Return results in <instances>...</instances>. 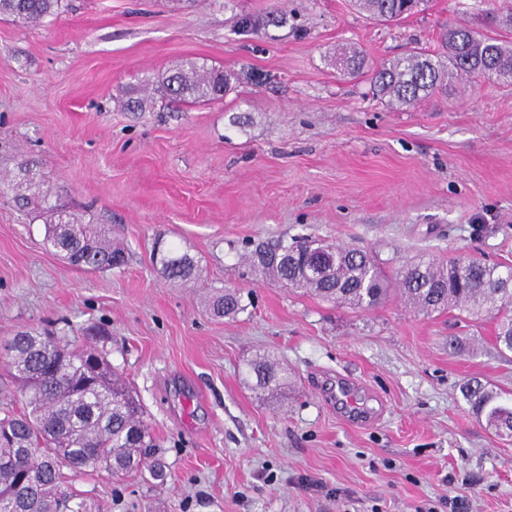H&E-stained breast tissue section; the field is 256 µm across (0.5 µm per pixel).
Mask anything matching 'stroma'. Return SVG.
Segmentation results:
<instances>
[{
    "instance_id": "35a3bbf8",
    "label": "stroma",
    "mask_w": 512,
    "mask_h": 512,
    "mask_svg": "<svg viewBox=\"0 0 512 512\" xmlns=\"http://www.w3.org/2000/svg\"><path fill=\"white\" fill-rule=\"evenodd\" d=\"M492 0H431L396 24L350 0H64L38 25L0 18V347L24 328L82 339L99 325L145 412L167 479L72 476L92 512H512V435L462 387L512 395L494 320L391 297L337 306L256 274V244L318 237L395 274L419 255L512 267V85L480 79L395 109L374 71L467 27L512 41ZM358 47L354 78L334 61ZM193 59L223 67L222 100L124 108L131 87ZM31 173L50 204L108 224L121 267L88 273L43 245L15 203ZM198 260L169 281L155 244ZM227 288L245 309L217 318ZM287 364L285 395L245 381ZM359 383L381 416L353 424L330 387ZM322 490L306 488V480Z\"/></svg>"
}]
</instances>
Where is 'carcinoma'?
Here are the masks:
<instances>
[{"instance_id": "obj_1", "label": "carcinoma", "mask_w": 512, "mask_h": 512, "mask_svg": "<svg viewBox=\"0 0 512 512\" xmlns=\"http://www.w3.org/2000/svg\"><path fill=\"white\" fill-rule=\"evenodd\" d=\"M63 0H0V17L37 24L61 10ZM355 5L381 22H394L428 0H355ZM448 61L423 51H413L372 77V93L391 105L413 106L443 90L451 79L476 77L512 84V45L487 35L450 27L444 34ZM341 72L355 76L364 55L355 49L338 58ZM146 85L170 101L221 100L229 86L224 70L188 62ZM19 200L46 216L45 243L69 264L87 271L120 267L124 249L112 241V231L102 224H83L72 214L52 206L39 194H21ZM303 241L258 247L251 259L274 282L305 288L319 298L351 308L375 309L390 292V280L365 251L327 246L329 263L315 272L310 262L292 257ZM155 260L166 277L186 283L198 265L175 248L157 251ZM512 270L497 265L454 258L446 265L416 260L398 277L401 297L426 312L448 308L466 311L470 318L497 320V342L512 351ZM216 317H233L244 310L242 297L226 289L208 302ZM5 375L15 387L22 408L0 406V498L14 499L15 512H88L81 494L66 487L64 470L86 474L105 470L113 475L148 470L161 480L160 463H150L155 447L122 373L111 366L107 353L96 347L78 348L69 342L28 328L17 332L4 346ZM247 380L261 391L288 387V367L263 355L253 360ZM465 399L486 425L501 431L512 421V405L478 381L465 384Z\"/></svg>"}]
</instances>
